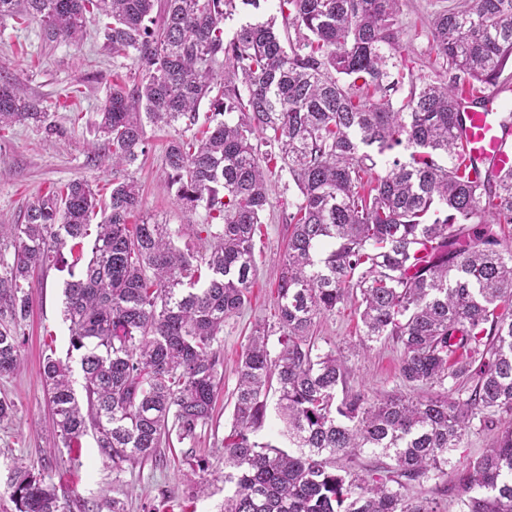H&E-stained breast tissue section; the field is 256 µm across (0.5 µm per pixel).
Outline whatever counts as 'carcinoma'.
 I'll use <instances>...</instances> for the list:
<instances>
[{
  "mask_svg": "<svg viewBox=\"0 0 512 512\" xmlns=\"http://www.w3.org/2000/svg\"><path fill=\"white\" fill-rule=\"evenodd\" d=\"M239 2L260 0H0V23L30 16L50 40H78L87 14L110 19L112 60L140 75L130 89L113 83L100 112L109 201L77 178L33 201L24 223L0 220V377L23 363L35 276L91 236L63 290L67 359L52 352L42 364L56 435L78 448L93 430L117 469L173 436L195 442L224 381V323L256 276L267 162L278 158L298 195L277 321L255 327L237 368L224 512H442L450 464L462 512H512L511 424L481 455L451 458L472 429L512 415V172L471 180L458 142L459 98L512 82V0H456L433 15L436 55L419 80L388 70L403 51L402 0H277L283 31L246 23L226 40ZM205 99L224 119L178 135L164 158L178 205L205 212L194 235L206 245L181 248L183 224L130 223L142 197L129 167L145 152V123L189 128ZM48 117L0 75V128ZM397 147L408 159L377 172L376 155ZM347 302L362 347L401 345L411 393L371 400L348 387L341 353L315 345L316 320ZM272 390L291 452L260 435ZM10 499L15 512L69 508L43 472L16 462Z\"/></svg>",
  "mask_w": 512,
  "mask_h": 512,
  "instance_id": "obj_1",
  "label": "carcinoma"
}]
</instances>
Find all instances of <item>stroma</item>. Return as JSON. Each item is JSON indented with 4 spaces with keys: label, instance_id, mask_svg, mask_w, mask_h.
I'll list each match as a JSON object with an SVG mask.
<instances>
[{
    "label": "stroma",
    "instance_id": "1",
    "mask_svg": "<svg viewBox=\"0 0 512 512\" xmlns=\"http://www.w3.org/2000/svg\"><path fill=\"white\" fill-rule=\"evenodd\" d=\"M441 0H403L401 19L408 29L403 64L419 71L432 49L426 37L415 36L423 16L433 13ZM105 18L87 15L79 42L48 40L40 21L7 20L0 26V74L19 84L26 96L42 102L50 112L52 130L32 122L0 130V217L19 224L27 206L37 197L55 191L70 180L87 178L102 198L112 190L111 174L89 166V146L94 128L114 75L133 83L129 66L113 61L103 35ZM176 132L147 126V147L132 171L142 192L140 218L160 224H199L202 213H192L175 200L163 174L166 149ZM270 205L255 237L258 274L250 288L249 301L240 314L224 325V383L219 392L214 419L199 429L194 445L199 457L213 467L206 477L212 485L209 496L191 493V469L186 462L187 445L161 448L160 460H148L113 469L102 459L94 434H87L80 447H61L52 430L51 409L40 365L45 354L65 357L68 330L63 321V288L67 271L50 270L36 279L30 290V316L25 323V362L10 376L0 377V398L14 405L11 419L0 422V512L11 502L10 466L19 461L43 471L55 484L59 497L95 506L108 494L126 503V512H219L224 502V437L230 430L232 393L237 364L253 327L271 323L275 310V280L288 240L285 216L297 197L287 177L272 176L268 184ZM361 324L352 304L322 317L314 329L321 349H340L351 369L352 389L375 399L401 390L398 344L375 343L369 350L359 345Z\"/></svg>",
    "mask_w": 512,
    "mask_h": 512
}]
</instances>
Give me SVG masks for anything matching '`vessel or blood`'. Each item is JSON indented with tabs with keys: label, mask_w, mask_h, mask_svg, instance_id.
Wrapping results in <instances>:
<instances>
[{
	"label": "vessel or blood",
	"mask_w": 512,
	"mask_h": 512,
	"mask_svg": "<svg viewBox=\"0 0 512 512\" xmlns=\"http://www.w3.org/2000/svg\"><path fill=\"white\" fill-rule=\"evenodd\" d=\"M511 107L512 92L500 87L488 91L483 104L463 103L461 143L478 173H485L490 164L500 171L512 169V129L503 124L505 112Z\"/></svg>",
	"instance_id": "b4317fda"
}]
</instances>
